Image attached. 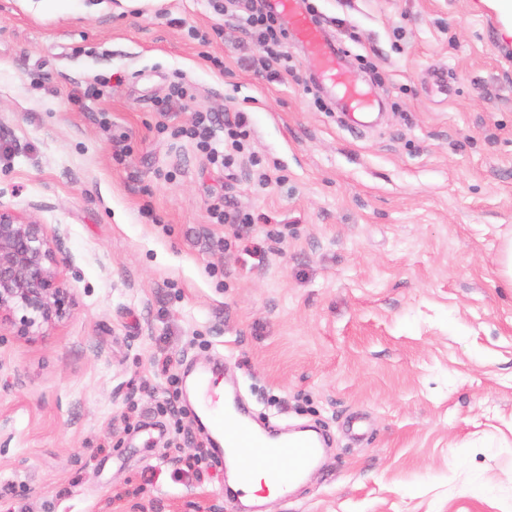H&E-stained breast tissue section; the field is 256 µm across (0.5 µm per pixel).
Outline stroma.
<instances>
[{
    "mask_svg": "<svg viewBox=\"0 0 512 512\" xmlns=\"http://www.w3.org/2000/svg\"><path fill=\"white\" fill-rule=\"evenodd\" d=\"M307 3L376 125L296 43L266 76L240 0H0V203L63 236L76 300L0 329V512H249L183 378L218 358L256 418L331 436L260 512H512V13ZM237 111L232 167L183 134ZM193 93L187 84L176 82L171 85L168 95L161 100V112H170L175 105H183L193 99Z\"/></svg>",
    "mask_w": 512,
    "mask_h": 512,
    "instance_id": "stroma-1",
    "label": "stroma"
}]
</instances>
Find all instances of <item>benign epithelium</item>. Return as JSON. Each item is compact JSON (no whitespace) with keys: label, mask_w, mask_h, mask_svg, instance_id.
I'll return each mask as SVG.
<instances>
[{"label":"benign epithelium","mask_w":512,"mask_h":512,"mask_svg":"<svg viewBox=\"0 0 512 512\" xmlns=\"http://www.w3.org/2000/svg\"><path fill=\"white\" fill-rule=\"evenodd\" d=\"M63 260L58 232L0 205V326L30 336L67 315L74 299L59 277Z\"/></svg>","instance_id":"obj_1"}]
</instances>
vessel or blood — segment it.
Returning <instances> with one entry per match:
<instances>
[{
	"label": "vessel or blood",
	"instance_id": "1",
	"mask_svg": "<svg viewBox=\"0 0 512 512\" xmlns=\"http://www.w3.org/2000/svg\"><path fill=\"white\" fill-rule=\"evenodd\" d=\"M267 3L275 14L287 20L289 30L306 51L308 61L319 78L338 89L342 110L356 115L373 111V99L369 98L355 75L345 66L344 50L326 35L304 0H267ZM193 386L202 395L199 406L201 414L224 438L225 452L243 461L239 470L241 483H249L257 471L267 470L266 465L271 458L287 455L294 460L288 472L267 471L270 481L284 488L299 480L314 462L319 452L316 439L277 438L257 430L246 405L237 400L225 404L223 394L214 389L210 372L198 373Z\"/></svg>",
	"mask_w": 512,
	"mask_h": 512
}]
</instances>
